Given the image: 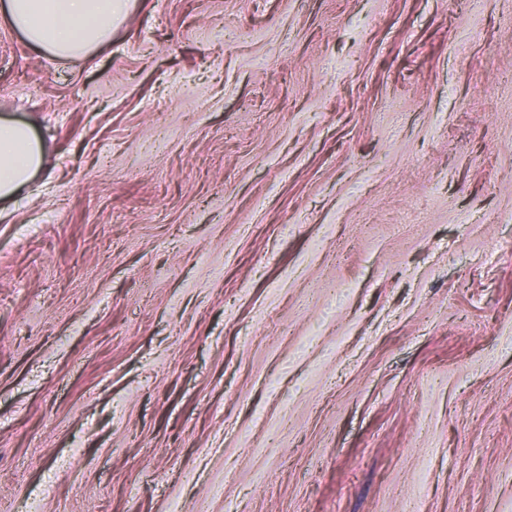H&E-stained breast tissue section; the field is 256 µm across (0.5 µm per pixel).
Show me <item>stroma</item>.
<instances>
[{"label": "stroma", "mask_w": 512, "mask_h": 512, "mask_svg": "<svg viewBox=\"0 0 512 512\" xmlns=\"http://www.w3.org/2000/svg\"><path fill=\"white\" fill-rule=\"evenodd\" d=\"M0 512H512V0L0 17ZM131 0H6L5 13L36 49L57 58L88 56L107 44ZM44 144L29 123L0 118V201L14 199L39 174Z\"/></svg>", "instance_id": "obj_1"}]
</instances>
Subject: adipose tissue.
Masks as SVG:
<instances>
[{"mask_svg": "<svg viewBox=\"0 0 512 512\" xmlns=\"http://www.w3.org/2000/svg\"><path fill=\"white\" fill-rule=\"evenodd\" d=\"M131 0H0L5 13L36 49L58 58L90 55L112 38ZM44 144L29 123L0 118V201L14 199L39 174Z\"/></svg>", "mask_w": 512, "mask_h": 512, "instance_id": "adipose-tissue-1", "label": "adipose tissue"}]
</instances>
